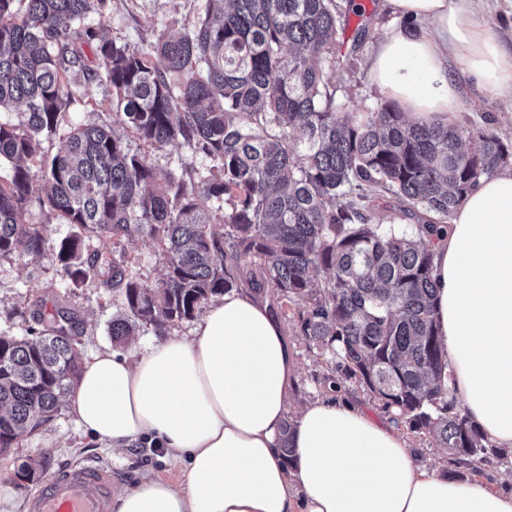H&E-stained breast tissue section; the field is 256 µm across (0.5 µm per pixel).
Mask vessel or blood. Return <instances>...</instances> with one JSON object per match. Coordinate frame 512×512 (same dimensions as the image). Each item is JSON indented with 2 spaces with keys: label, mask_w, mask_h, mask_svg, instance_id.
<instances>
[{
  "label": "vessel or blood",
  "mask_w": 512,
  "mask_h": 512,
  "mask_svg": "<svg viewBox=\"0 0 512 512\" xmlns=\"http://www.w3.org/2000/svg\"><path fill=\"white\" fill-rule=\"evenodd\" d=\"M112 469L92 460L55 472L26 500V512H112Z\"/></svg>",
  "instance_id": "b4317fda"
}]
</instances>
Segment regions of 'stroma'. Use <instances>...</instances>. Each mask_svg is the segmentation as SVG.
I'll list each match as a JSON object with an SVG mask.
<instances>
[{
  "label": "stroma",
  "mask_w": 512,
  "mask_h": 512,
  "mask_svg": "<svg viewBox=\"0 0 512 512\" xmlns=\"http://www.w3.org/2000/svg\"><path fill=\"white\" fill-rule=\"evenodd\" d=\"M362 15H350L348 27L366 25L369 33L355 51L345 69L336 74V101L348 112H367L380 108L385 95L372 82L369 63L385 34L399 24L390 0H355ZM207 7V0H110L105 15H89L90 26L103 28L116 43L142 47L154 44L160 33L180 34L190 30ZM111 90L105 81H93L76 89L70 106L69 122L84 124L107 120L111 111ZM459 125L468 128L489 127L501 138L512 140V97L491 95L470 79L460 82ZM118 253L126 255L141 274L144 287H155L163 273L159 252L141 239L122 241ZM59 272L48 260L4 258L0 260V332L12 336L27 335L34 327V310L61 303L80 323L78 349L81 358L112 348L108 325L121 307L119 289L91 281L67 292L61 286ZM297 305L288 308V337L294 344L299 366L298 381L288 401L289 417L298 410L330 394L359 405L370 415L385 418L386 412L355 381L344 379L334 360L323 355L313 343L304 339L298 327ZM398 430L415 460L427 471L459 480L493 479L512 474V450L491 456L477 466H456L446 449L440 448L434 433L414 431L407 424ZM40 461L41 477H48L59 467L84 459L111 463L116 489L133 485L151 474L169 479L180 478L182 467L166 454L153 453L144 443L115 453L93 439L80 436L76 418L70 408H63L53 422L37 434L24 438L9 452L0 454V512H24L28 489L15 487L11 475L17 463L27 459Z\"/></svg>",
  "instance_id": "35a3bbf8"
}]
</instances>
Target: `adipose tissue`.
Wrapping results in <instances>:
<instances>
[{
  "mask_svg": "<svg viewBox=\"0 0 512 512\" xmlns=\"http://www.w3.org/2000/svg\"><path fill=\"white\" fill-rule=\"evenodd\" d=\"M391 2L401 22L370 76L412 123L454 119L453 62L485 92L512 94V46L483 23L484 0ZM434 274L452 394L488 439L512 449V168L462 197L434 246ZM297 378L268 300L238 288L190 336L157 337L140 355L90 356L70 408L109 448L150 438L186 464L180 480L144 476L118 492L113 512H512V491L426 471L395 423L356 405L316 400L285 434Z\"/></svg>",
  "mask_w": 512,
  "mask_h": 512,
  "instance_id": "obj_1",
  "label": "adipose tissue"
}]
</instances>
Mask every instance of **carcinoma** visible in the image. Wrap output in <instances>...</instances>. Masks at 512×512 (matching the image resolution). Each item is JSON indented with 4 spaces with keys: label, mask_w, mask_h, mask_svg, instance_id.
<instances>
[{
    "label": "carcinoma",
    "mask_w": 512,
    "mask_h": 512,
    "mask_svg": "<svg viewBox=\"0 0 512 512\" xmlns=\"http://www.w3.org/2000/svg\"><path fill=\"white\" fill-rule=\"evenodd\" d=\"M106 4L0 0V109L20 108L0 122V163L13 165L0 182V259L45 256L46 225L26 220L35 199L72 227L51 251L65 287L105 276L121 289L112 342L160 336L246 284L285 317L300 306L301 335L393 420L435 431L462 463L498 454L448 398L432 240L465 193L512 165V147L484 129L411 124L392 103L336 111L338 0H208L192 29L148 50L85 23ZM86 47L112 89V122L71 125L48 154L72 87L99 77ZM118 128L208 165L161 171ZM376 192L394 199L387 224L373 222ZM136 237L163 255L154 288L132 261L110 259V245ZM46 320L27 336L0 333V451L55 420L80 378L75 318L57 302L36 316Z\"/></svg>",
    "instance_id": "obj_1"
}]
</instances>
